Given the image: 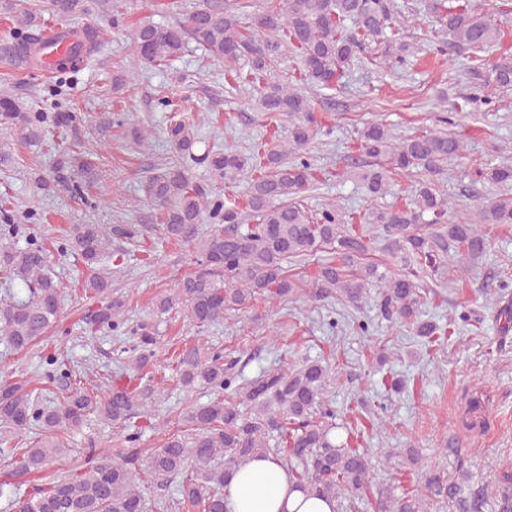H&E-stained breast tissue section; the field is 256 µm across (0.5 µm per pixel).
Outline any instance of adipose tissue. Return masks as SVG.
Here are the masks:
<instances>
[{"label":"adipose tissue","instance_id":"obj_1","mask_svg":"<svg viewBox=\"0 0 512 512\" xmlns=\"http://www.w3.org/2000/svg\"><path fill=\"white\" fill-rule=\"evenodd\" d=\"M227 491L230 512H332L325 500L294 488L287 471L270 459L240 468Z\"/></svg>","mask_w":512,"mask_h":512}]
</instances>
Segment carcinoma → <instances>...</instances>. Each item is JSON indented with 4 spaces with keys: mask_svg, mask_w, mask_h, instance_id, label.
Returning <instances> with one entry per match:
<instances>
[{
    "mask_svg": "<svg viewBox=\"0 0 512 512\" xmlns=\"http://www.w3.org/2000/svg\"><path fill=\"white\" fill-rule=\"evenodd\" d=\"M253 7L250 0H214L177 26L143 21L131 29L130 41L140 63L159 66L178 57L186 39L194 40L225 63L229 86L257 88L262 111L288 117L285 139L252 157L215 146L199 156L193 125L170 123L166 135L174 158L149 169L142 190L145 202L158 211L164 239L191 248L194 267L176 287L154 298L150 317L132 326L125 319L124 296L112 293L110 272L102 263L112 239L138 236L136 225L72 224L59 238L38 236L32 225L42 221L41 214L27 212L22 224L16 206L0 197V278L7 285L6 298H0V337L12 352L27 351L59 324L63 288L45 274L54 251L81 259L87 270L81 291L94 303L85 317L86 329L95 333L107 328L130 336L132 362L141 379L155 356L158 322L165 316L180 313L205 328L224 318V312L245 309L260 296L285 301L306 291L314 298L334 295L355 305L374 289L380 316L406 323L426 354L454 335L456 323L423 319L425 279L438 274L451 251L469 257L485 253V225L499 235L512 234L511 198L482 205L472 219L448 221L452 202L438 191L431 175L460 155V138L442 131L398 137L387 126L369 122L359 130L358 149L373 159L361 175L371 196L387 195L394 175L413 170L421 175L409 201L368 216L369 223L380 225L385 250L398 266L389 277L365 260L369 239L349 223L338 204L327 202L313 213L301 200V194L314 187L316 175L307 150L322 128L301 86L310 82L329 87L339 81L368 39L405 47L393 0H265L257 19L274 16L277 21L250 30L241 25L240 11ZM43 11L49 18L18 0H0L6 24L0 59L35 79L48 22L61 27L70 47L54 64L53 81L44 87L46 98L57 100L100 53L105 37L95 25H69L87 11L86 0H44ZM432 11L450 37L448 43L435 44L437 54L446 55L450 48L467 50L470 68H486L495 85L512 88V42L503 19L479 12L471 0H433ZM287 53L301 58L300 75L281 82L270 70ZM118 119L129 126L135 142L151 134L119 114L102 116L100 130H109ZM0 129L17 135L29 148H42L52 129L71 138L69 146L57 150L53 181L34 179L38 189L59 188L82 199L84 188L100 180L92 154L79 151L86 134L81 113L58 107L28 111L14 98L1 96ZM190 162L204 165L218 182L255 166L245 203L253 223L241 227L242 207L236 199L192 181ZM479 176L493 185L511 184L512 165L489 162ZM426 213L431 232L421 224ZM205 220L210 224L206 231L201 227ZM322 253L329 257H320ZM169 359L183 387L211 390L216 397L188 412L191 431L172 433L144 459L138 448L141 424L132 419L143 417L139 408L145 400L161 396L159 389L117 382L101 395L56 353L43 358L36 386L27 387L26 380L1 385L0 428L15 444L0 448V456L21 481L1 483L0 497L12 498L17 512H149L151 506L166 508L167 502L148 505L145 485L176 482V504L197 512H227L230 476L254 459L273 457L288 470L296 488L336 502L333 512H360L369 498L375 499L377 512H430L439 503L448 504L450 512H484L490 498L493 512H512V475L507 473L465 490L428 470L421 484L401 497L377 484L371 460L360 450L361 434L377 435L385 423L364 418L353 426L336 424L328 398L336 366L327 360L285 362L243 382L236 360L226 362L223 351L203 344L186 343ZM60 379L67 384L57 393L51 385ZM90 416L125 426L122 460L104 456L92 440L83 448L65 446L61 434L82 427ZM338 427L345 430L339 442ZM73 451L87 458L86 467L63 472L54 468Z\"/></svg>",
    "mask_w": 512,
    "mask_h": 512,
    "instance_id": "carcinoma-1",
    "label": "carcinoma"
}]
</instances>
